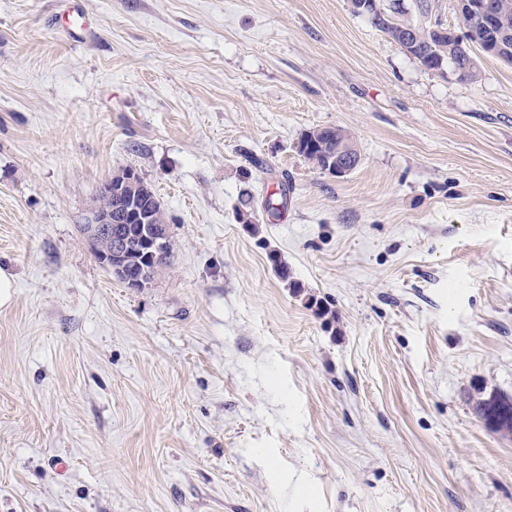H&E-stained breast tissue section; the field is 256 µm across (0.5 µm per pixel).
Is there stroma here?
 <instances>
[{"instance_id": "obj_1", "label": "stroma", "mask_w": 512, "mask_h": 512, "mask_svg": "<svg viewBox=\"0 0 512 512\" xmlns=\"http://www.w3.org/2000/svg\"><path fill=\"white\" fill-rule=\"evenodd\" d=\"M69 2L0 0V512H512V65L348 0ZM326 126L346 176L295 149ZM128 167L141 289L81 234ZM462 27L465 29L464 25H462ZM403 30L406 32L403 35V46L408 52L416 37L414 23L408 24ZM436 31L439 35L448 36V39L458 42L465 58L464 68L458 67L460 63V53L457 49L449 46L447 40H437L431 35H425L423 27L421 28L422 34L417 40L416 47L410 54H408L401 46L400 47L404 52H406V54L415 59L421 65H428L429 67L436 69L434 72L441 73L447 68H450L452 71L456 67H458V69L455 74H457L458 77L463 76V74H467V72H472V70L477 67V61L474 56L473 49L475 48L474 45L479 46V44L472 43L469 40V31L465 29L464 34H457L447 26H440ZM336 139L351 143L359 163L360 156L352 136L336 127H320L304 133L297 142L296 151L312 168L331 175L344 176L354 169V164L350 150L341 144L336 146ZM335 146L336 161L331 164V161L327 162V151ZM328 163L331 164L329 167ZM130 170H132V168L125 169L112 176L113 188H116L119 183L124 185L123 194L121 196L113 194L112 198L108 197L104 192V189L107 188L102 184L103 187L101 186L102 188H99L96 196L92 200L91 208L112 205L113 211L122 210L130 201H127L126 198L131 199V197L134 196L137 197V201L142 208L146 206L144 212L149 211L151 213L149 216L151 218L150 224H126L125 220H122L120 224H112V210H109L97 215L96 218L93 217L90 224H85L84 228L86 235L94 243L98 240H103L108 243V253L106 255L100 254L104 266L126 285L131 286L132 283V288H144L153 278L154 272L152 269L146 267L135 270L134 267L128 266L125 258L131 250V241L130 236L125 235L123 230L129 229L131 232L135 233L141 226L142 228L150 230L151 224L165 225V227L153 228L152 234L146 239L147 244L153 240L155 247L159 251L160 248L163 247L164 259L158 264L156 274L164 271L169 266L173 244L166 227L168 226L166 215L157 194L139 174L136 179L129 180L130 178L127 177V173ZM149 199L152 200L150 201ZM155 200L159 202L158 205L155 203ZM114 227L118 229L121 227L123 230L112 231ZM167 235L168 238L165 240V245L163 246V240Z\"/></svg>"}]
</instances>
